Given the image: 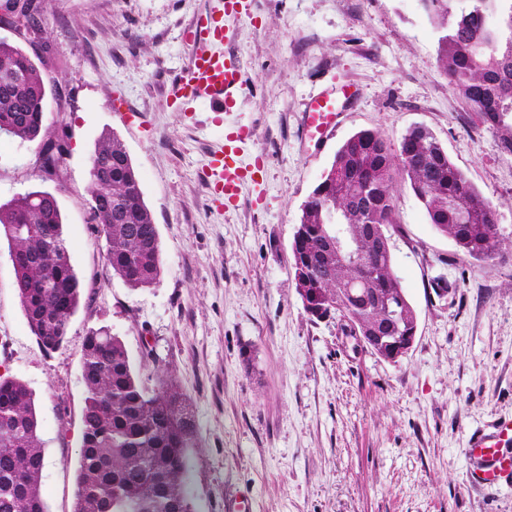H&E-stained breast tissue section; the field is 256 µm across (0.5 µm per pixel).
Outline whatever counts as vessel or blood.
Instances as JSON below:
<instances>
[{"instance_id":"b4317fda","label":"vessel or blood","mask_w":512,"mask_h":512,"mask_svg":"<svg viewBox=\"0 0 512 512\" xmlns=\"http://www.w3.org/2000/svg\"><path fill=\"white\" fill-rule=\"evenodd\" d=\"M253 0H216L207 16L200 19L191 33L187 67L176 79L174 98L189 105L205 99L218 111L232 112L243 86L242 66L228 49L231 42L230 20L250 16ZM356 95L352 85H342L337 93L322 92L304 114L305 129L327 136L343 112V104ZM253 132L241 126L225 133L224 142L210 156L208 169L216 200L225 209L237 207L243 187L255 181L258 170L242 166L239 153ZM512 443V419L502 420L492 430L474 434L468 443L470 478L474 485L491 487L502 474L512 471V455L504 454L502 445Z\"/></svg>"}]
</instances>
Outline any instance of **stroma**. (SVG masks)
<instances>
[{
  "label": "stroma",
  "mask_w": 512,
  "mask_h": 512,
  "mask_svg": "<svg viewBox=\"0 0 512 512\" xmlns=\"http://www.w3.org/2000/svg\"><path fill=\"white\" fill-rule=\"evenodd\" d=\"M46 44L26 51L65 88L60 178L36 147L0 135V202L56 195L83 300L63 346L44 353L13 288L0 241V374L32 391L45 448L48 512H73L89 328L125 345L141 376L161 369L187 397L194 512H512V473L470 485L466 444L512 418V251L458 255L410 188L395 184V273L417 314L416 340L389 362L355 348L338 319L317 320L295 288L291 243L300 206L339 145L374 129L398 145L423 126L499 210L512 235V154L451 89L440 31L420 0H253L232 21L246 88L235 112L171 99L187 36L212 0H41ZM360 97L324 141L301 118L322 90ZM249 126L245 161L263 159L234 210L213 200L208 158L229 126ZM125 144L157 224L162 271L134 290L105 269L91 223L89 157L102 132Z\"/></svg>",
  "instance_id": "obj_1"
}]
</instances>
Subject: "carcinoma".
Masks as SVG:
<instances>
[{"instance_id": "obj_1", "label": "carcinoma", "mask_w": 512, "mask_h": 512, "mask_svg": "<svg viewBox=\"0 0 512 512\" xmlns=\"http://www.w3.org/2000/svg\"><path fill=\"white\" fill-rule=\"evenodd\" d=\"M437 27L438 62L452 89L496 134L497 149L512 153V0H421ZM497 22L491 24L488 17ZM21 38L43 33L36 11L18 17ZM47 87L18 42L0 40V135L37 144L41 176L59 177L68 153L63 123L47 122ZM91 216L106 241V264L131 289L153 286L161 275L157 224L146 205L124 143L103 133L89 158ZM407 182L437 231L477 261L498 258L512 239L497 230L498 210L456 168L434 134L415 127L391 151L372 129L351 134L336 150L322 181L301 206L291 251L302 301L323 313L355 306L345 293L366 287L403 292L390 245L371 256L364 229L377 224L391 240L394 188ZM57 197L31 190L0 203V237L7 240L13 288L38 345L47 353L65 342L83 298L64 237ZM343 225L356 259L336 257ZM85 388L73 512H193L187 459L195 446L192 409L173 379L148 389L118 337L87 331L81 354ZM45 455L32 392L0 375V512H47L41 493Z\"/></svg>"}]
</instances>
